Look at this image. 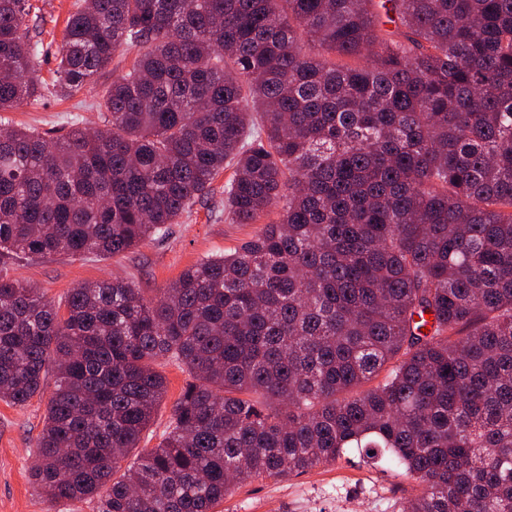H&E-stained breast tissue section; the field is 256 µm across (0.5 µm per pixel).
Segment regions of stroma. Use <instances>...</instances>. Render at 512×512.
Segmentation results:
<instances>
[{
	"label": "stroma",
	"mask_w": 512,
	"mask_h": 512,
	"mask_svg": "<svg viewBox=\"0 0 512 512\" xmlns=\"http://www.w3.org/2000/svg\"><path fill=\"white\" fill-rule=\"evenodd\" d=\"M35 11L30 36L43 51L39 76L52 82L59 48L76 0H31ZM135 57L126 52L112 63V73L101 76L93 87L67 98L45 96L11 112L0 121L40 131L66 133L79 126L102 127L104 114L95 104L111 83L113 74L126 71ZM221 173L210 192L169 225L163 236L116 256L72 258H7L0 268L13 279L39 288L52 299L63 298L70 288L120 276L152 292L167 287L188 267L208 256L230 253L260 230L256 224L232 223L224 210ZM167 392L139 448H154L166 430L173 404L190 376L172 363L161 367ZM49 392H42L23 407L0 400V512H96L93 502L50 501L38 494L29 478L36 457L34 441L42 429ZM412 480L396 475L387 464L370 462L358 450H348L335 464L285 478L267 477L239 486L225 498L220 512H402L412 494Z\"/></svg>",
	"instance_id": "1"
}]
</instances>
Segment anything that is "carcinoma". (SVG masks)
Returning a JSON list of instances; mask_svg holds the SVG:
<instances>
[{
	"mask_svg": "<svg viewBox=\"0 0 512 512\" xmlns=\"http://www.w3.org/2000/svg\"><path fill=\"white\" fill-rule=\"evenodd\" d=\"M29 15L0 0V112L146 51L104 128L0 124V256L125 253L226 169L234 223L278 211L151 295L0 272V400L54 377L35 490L215 512L360 448L417 483L403 512H512V0H82L50 85ZM164 361L192 381L124 467Z\"/></svg>",
	"mask_w": 512,
	"mask_h": 512,
	"instance_id": "1",
	"label": "carcinoma"
}]
</instances>
